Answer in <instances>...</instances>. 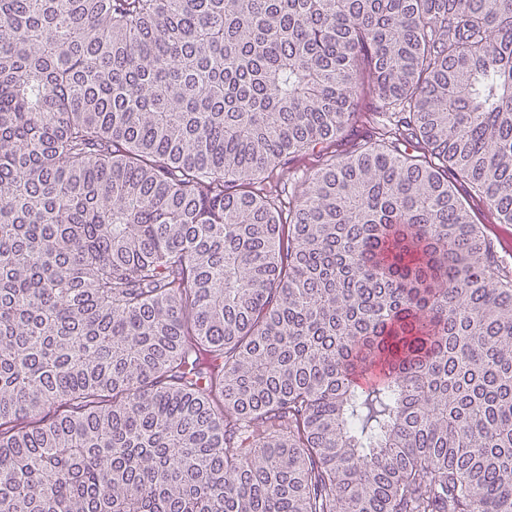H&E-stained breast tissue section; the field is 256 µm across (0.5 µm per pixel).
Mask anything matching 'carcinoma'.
Masks as SVG:
<instances>
[{"mask_svg":"<svg viewBox=\"0 0 512 512\" xmlns=\"http://www.w3.org/2000/svg\"><path fill=\"white\" fill-rule=\"evenodd\" d=\"M450 169L512 224V0H0V512H512ZM377 127L372 120L362 118L359 122L347 127L341 137L336 140L335 144L329 148L328 155L336 154V158L341 160L351 154L360 144L372 142V135ZM318 149L314 152H307L306 154H299L288 158V174L289 178L285 184V192L289 196L293 194L301 182L316 168L319 164Z\"/></svg>","mask_w":512,"mask_h":512,"instance_id":"carcinoma-1","label":"carcinoma"}]
</instances>
